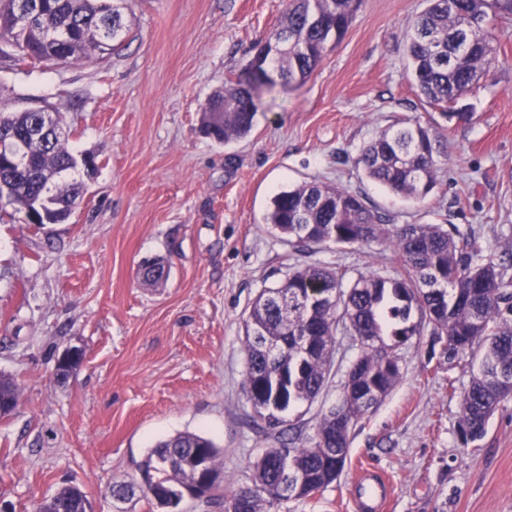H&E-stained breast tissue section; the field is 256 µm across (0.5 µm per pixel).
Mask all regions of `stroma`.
Instances as JSON below:
<instances>
[{
	"mask_svg": "<svg viewBox=\"0 0 512 512\" xmlns=\"http://www.w3.org/2000/svg\"><path fill=\"white\" fill-rule=\"evenodd\" d=\"M285 0H125L130 30L103 62L48 68L0 56V112L60 113L93 175L62 224L0 219V374L20 387L0 417V512H36L73 482L93 512H116L111 485L139 481L160 439L182 431L221 450L225 491L280 437L252 422L244 393V321L288 270L319 263L350 276L389 265L384 241L302 253L267 224L273 197L306 182L356 192L394 224H454L494 262L512 263V19L496 61L448 107L423 100L405 35L427 0H362L343 39L302 85L276 87L245 138L200 130L208 97L245 70L278 26ZM410 121L435 140L436 186L408 202L369 179L357 158ZM163 260L166 278L144 284ZM80 347L66 378L58 354ZM429 336L402 347L401 378L355 421L344 469L276 512H354L351 482L369 463L393 484L389 512H512V397L486 436L462 444L460 401L479 354L433 355ZM358 350L338 332L328 385L291 413L309 437L342 395Z\"/></svg>",
	"mask_w": 512,
	"mask_h": 512,
	"instance_id": "stroma-1",
	"label": "stroma"
}]
</instances>
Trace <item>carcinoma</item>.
Wrapping results in <instances>:
<instances>
[{"instance_id": "cac0c4a2", "label": "carcinoma", "mask_w": 512, "mask_h": 512, "mask_svg": "<svg viewBox=\"0 0 512 512\" xmlns=\"http://www.w3.org/2000/svg\"><path fill=\"white\" fill-rule=\"evenodd\" d=\"M121 0H0V55L13 50L23 59L45 65L97 61L112 54L129 31ZM32 5L30 25L19 23L18 4ZM361 0H287L278 27L263 44L269 62L259 59L245 76L205 104L204 135L227 144L251 132L256 110L246 107L276 80L302 84L321 63L330 41L346 34ZM512 16V0H429L405 37L408 71L418 94L430 104H448L477 85L495 63V22ZM38 113L1 112L0 128L25 141L30 166L17 172L0 161V183L24 205L47 198L59 212H70L83 195L82 181L72 177L76 151L67 135L32 136ZM368 178L408 201L424 200L436 185L437 161L428 130L397 125L365 145L358 158ZM280 234L301 251L323 243L368 245L387 240L392 273L373 271L347 279V270L307 264L292 268L276 286L264 289L245 321L246 395H255L267 413L254 422L272 434L287 424L302 403L314 402L325 389L333 365L338 329L371 337L376 345L359 347L352 362L358 369L359 395L342 399L320 417L302 446L283 443L255 461L252 486L224 498L221 484L197 486L182 465L202 453L221 471L214 441L185 431L161 440L142 468L154 470L162 489L186 487L205 502L224 499V512H272L290 498L309 497L334 483L344 467L340 449L349 435L336 431V411L354 422L382 402L401 377L384 366L388 351L416 336H431L447 362L484 344L479 369L464 392L457 432L463 443L486 435L491 415L509 397L500 377L512 381V277L508 267L483 254L476 236L453 224H390L364 199L347 189L307 183L278 193L267 216ZM163 263L145 267L143 281L154 286L164 278ZM19 386L0 375V404L18 403ZM143 498L176 512L182 498ZM38 512H91L78 485H64L46 498Z\"/></svg>"}]
</instances>
